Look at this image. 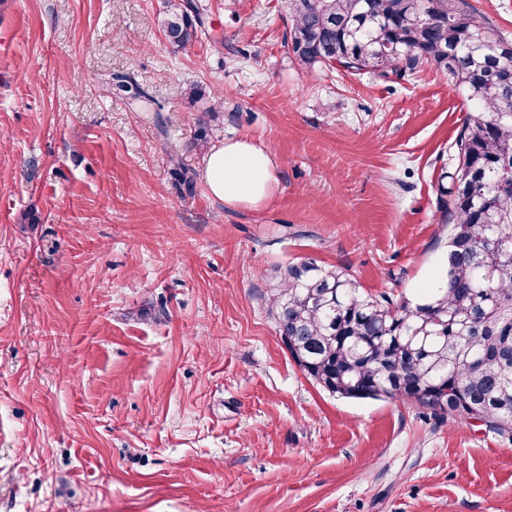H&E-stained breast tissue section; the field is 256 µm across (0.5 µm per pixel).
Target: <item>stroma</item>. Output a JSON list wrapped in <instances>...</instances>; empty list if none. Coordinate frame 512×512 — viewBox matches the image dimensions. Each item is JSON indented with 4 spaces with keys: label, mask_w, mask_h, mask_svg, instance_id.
Here are the masks:
<instances>
[{
    "label": "stroma",
    "mask_w": 512,
    "mask_h": 512,
    "mask_svg": "<svg viewBox=\"0 0 512 512\" xmlns=\"http://www.w3.org/2000/svg\"><path fill=\"white\" fill-rule=\"evenodd\" d=\"M203 2L223 45L177 51L165 0H0V512H512V434L333 396L267 314L305 260L374 295L433 281L464 94L306 71L287 0ZM192 84L224 91L210 143L271 150L268 202L180 194ZM109 80L113 94L123 95V93L134 91L131 95L133 98L142 102L157 104L151 95L137 86L129 72L122 71L111 73ZM169 163L171 171L181 194L192 196L195 193V183L193 178L188 174L187 169L183 166L180 157V149L174 148L169 151Z\"/></svg>",
    "instance_id": "35a3bbf8"
}]
</instances>
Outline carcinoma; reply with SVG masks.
Segmentation results:
<instances>
[{"instance_id": "obj_1", "label": "carcinoma", "mask_w": 512, "mask_h": 512, "mask_svg": "<svg viewBox=\"0 0 512 512\" xmlns=\"http://www.w3.org/2000/svg\"><path fill=\"white\" fill-rule=\"evenodd\" d=\"M285 43L306 70L415 73L433 65L463 91L469 110L455 141L457 164L440 187L450 227L438 283L412 299L364 291L342 270L313 261L280 273L268 312L310 380L350 399L387 397L450 418L485 416L512 433V43L467 0H288ZM166 40L181 50L219 39L205 5L166 0ZM112 93L155 102L125 71ZM202 121L186 149L204 151ZM181 193L195 183L180 149L169 151Z\"/></svg>"}]
</instances>
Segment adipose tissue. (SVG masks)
I'll list each match as a JSON object with an SVG mask.
<instances>
[{
	"label": "adipose tissue",
	"instance_id": "1",
	"mask_svg": "<svg viewBox=\"0 0 512 512\" xmlns=\"http://www.w3.org/2000/svg\"><path fill=\"white\" fill-rule=\"evenodd\" d=\"M199 176L214 199L230 206H257L271 197L277 168L267 149L239 138L214 145L201 163Z\"/></svg>",
	"mask_w": 512,
	"mask_h": 512
}]
</instances>
